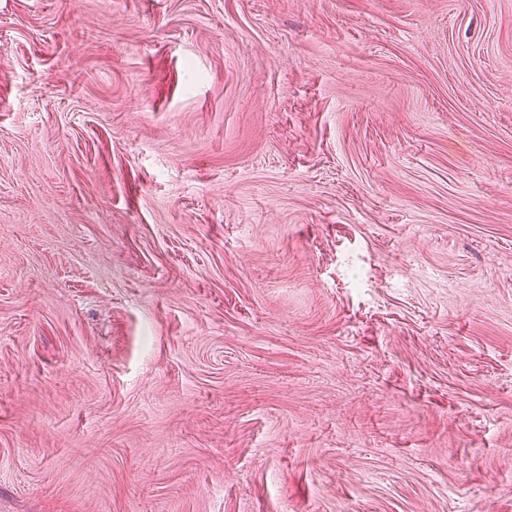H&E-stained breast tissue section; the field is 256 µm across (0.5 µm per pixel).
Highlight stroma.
<instances>
[{"instance_id": "1", "label": "stroma", "mask_w": 512, "mask_h": 512, "mask_svg": "<svg viewBox=\"0 0 512 512\" xmlns=\"http://www.w3.org/2000/svg\"><path fill=\"white\" fill-rule=\"evenodd\" d=\"M0 512H512V0H0Z\"/></svg>"}]
</instances>
